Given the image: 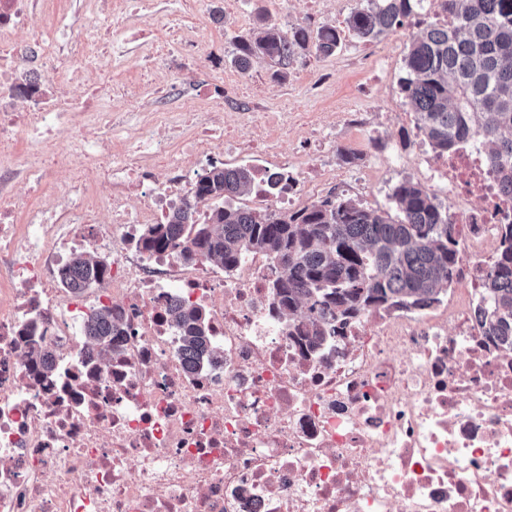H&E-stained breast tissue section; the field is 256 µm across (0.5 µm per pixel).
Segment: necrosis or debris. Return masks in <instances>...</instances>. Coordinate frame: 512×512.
<instances>
[{"mask_svg":"<svg viewBox=\"0 0 512 512\" xmlns=\"http://www.w3.org/2000/svg\"><path fill=\"white\" fill-rule=\"evenodd\" d=\"M39 4L0 0V156L12 155L0 164V512H512V346L478 321L512 199L481 148L417 146L426 180L447 185L468 300L371 309L308 351L281 329L263 254L228 273L138 247L143 225L191 200L202 168L275 154L277 139L220 145L200 125L181 156L150 138L104 163L112 105L94 89L74 112L69 89L100 68L112 0H87L82 27L22 38ZM36 61L57 80L17 83ZM56 167V208L14 194L16 177L39 191ZM88 252L104 280L72 293L61 270ZM183 303L206 310L219 354L191 369L169 319ZM101 307L118 320L108 358L80 334ZM41 343L46 373L30 361Z\"/></svg>","mask_w":512,"mask_h":512,"instance_id":"1","label":"necrosis or debris"}]
</instances>
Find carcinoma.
Returning a JSON list of instances; mask_svg holds the SVG:
<instances>
[{
    "label": "carcinoma",
    "mask_w": 512,
    "mask_h": 512,
    "mask_svg": "<svg viewBox=\"0 0 512 512\" xmlns=\"http://www.w3.org/2000/svg\"><path fill=\"white\" fill-rule=\"evenodd\" d=\"M421 0H366L351 12L349 29L372 43L415 13ZM452 27L426 23L414 36L404 63L401 89L416 114L417 135L439 155L473 140L484 147L502 193L512 198V0H446ZM341 42L338 29L323 25L284 30L263 23L253 38L236 37L234 64L243 72L255 56L274 63L281 79L297 51L331 56ZM245 167L210 165L198 175L195 196L207 203L200 221L185 203L165 224H148L139 238L145 251L170 249L198 255L232 271L252 252L264 253L276 277L269 288L278 311L288 313L290 336L309 348L338 336L373 308L420 307L440 300L455 281L458 240L448 211L434 195L410 181L392 194L394 211L370 209L343 195L319 200L292 213L234 208L226 199L271 190ZM103 263L76 259L63 281L81 293L101 277ZM479 318L487 336L512 344V221L500 225V249L481 277ZM182 337V356L192 366L210 356L208 316L200 307L171 310ZM117 326L102 307L87 321L85 335L112 347Z\"/></svg>",
    "instance_id": "obj_1"
}]
</instances>
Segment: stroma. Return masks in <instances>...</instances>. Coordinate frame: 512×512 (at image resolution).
Segmentation results:
<instances>
[{
	"mask_svg": "<svg viewBox=\"0 0 512 512\" xmlns=\"http://www.w3.org/2000/svg\"><path fill=\"white\" fill-rule=\"evenodd\" d=\"M360 4L320 0L311 8L306 0H205L195 8L185 0H154L147 37L130 43L122 67L112 75V109L124 116L125 140L166 136V113L194 99L201 86L219 87L224 118L216 127L224 136L245 139L266 116L278 120L272 171L317 158L338 174L335 183H324L325 195L339 193L372 209L388 208L393 188L411 180L416 163V129L401 117L410 105L400 86L414 32L404 25L377 43H362L346 25ZM217 10L223 21H214ZM260 13L285 29L334 25L341 45L328 57L297 52L281 80L273 79L265 58L239 71L232 62L234 39L252 35ZM169 18L180 19L183 30L166 27ZM314 123L320 130L316 138L309 134ZM396 157L403 165L385 183L369 179L371 170Z\"/></svg>",
	"mask_w": 512,
	"mask_h": 512,
	"instance_id": "1",
	"label": "stroma"
}]
</instances>
